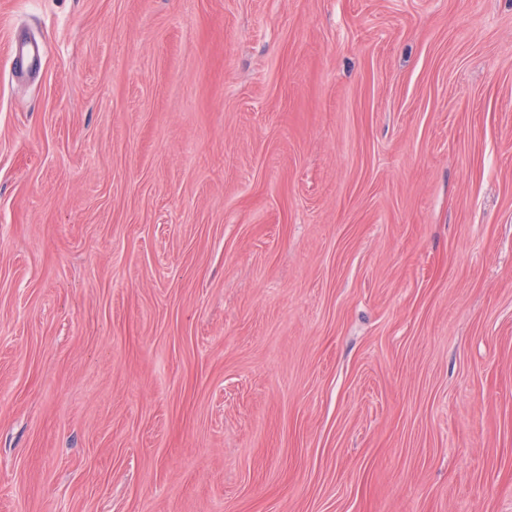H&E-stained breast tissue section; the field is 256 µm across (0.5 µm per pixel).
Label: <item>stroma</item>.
Instances as JSON below:
<instances>
[{
  "mask_svg": "<svg viewBox=\"0 0 512 512\" xmlns=\"http://www.w3.org/2000/svg\"><path fill=\"white\" fill-rule=\"evenodd\" d=\"M0 512H512V0H0ZM44 54L40 42L31 39H20L12 48V58L15 72H21L24 67L39 68Z\"/></svg>",
  "mask_w": 512,
  "mask_h": 512,
  "instance_id": "obj_1",
  "label": "stroma"
}]
</instances>
